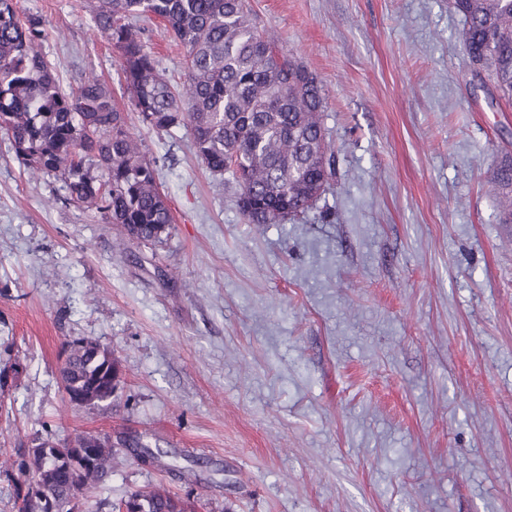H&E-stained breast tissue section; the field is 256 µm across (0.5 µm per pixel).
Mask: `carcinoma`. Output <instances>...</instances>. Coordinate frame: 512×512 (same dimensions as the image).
I'll use <instances>...</instances> for the list:
<instances>
[{
	"mask_svg": "<svg viewBox=\"0 0 512 512\" xmlns=\"http://www.w3.org/2000/svg\"><path fill=\"white\" fill-rule=\"evenodd\" d=\"M460 16L471 68L484 73L501 99L512 101V0H448ZM151 14L186 50L185 81L172 91L156 60L125 17ZM95 26L120 52L131 103L148 128L190 132L203 166L236 188L248 224H277L312 209L330 185L334 160L317 78L300 62L277 55L248 0H98ZM43 22L21 18L17 0H0V131L23 164L60 174L71 199L102 212L110 224L145 244L173 223L157 185L154 162L125 130L112 91L95 78L65 93L38 50ZM500 215L512 219V159L493 172ZM63 378L85 387L115 362L97 341L75 339ZM103 437L91 483L112 473L114 448ZM29 461L48 499H24L18 512H60L68 473L55 454L61 443ZM139 512H173L170 493L134 491Z\"/></svg>",
	"mask_w": 512,
	"mask_h": 512,
	"instance_id": "carcinoma-1",
	"label": "carcinoma"
}]
</instances>
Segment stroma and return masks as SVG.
I'll list each match as a JSON object with an SVG mask.
<instances>
[{
	"label": "stroma",
	"mask_w": 512,
	"mask_h": 512,
	"mask_svg": "<svg viewBox=\"0 0 512 512\" xmlns=\"http://www.w3.org/2000/svg\"><path fill=\"white\" fill-rule=\"evenodd\" d=\"M96 0H18L63 91L112 87L173 215L143 245L67 201L0 136V512L39 439L133 432L78 512L163 488L198 512H512V224L491 172L512 106L475 85L448 0H250L320 80L336 176L316 206L247 224L187 130L144 127ZM172 86L185 52L127 17ZM108 346L111 405L75 409L68 341Z\"/></svg>",
	"instance_id": "1"
}]
</instances>
